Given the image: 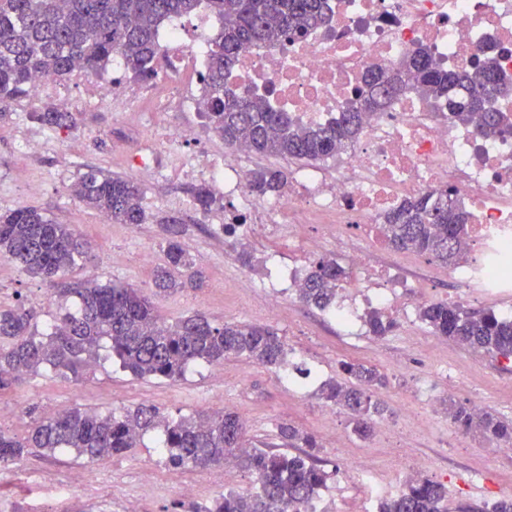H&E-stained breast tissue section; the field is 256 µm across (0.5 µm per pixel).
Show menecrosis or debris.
<instances>
[{
    "mask_svg": "<svg viewBox=\"0 0 512 512\" xmlns=\"http://www.w3.org/2000/svg\"><path fill=\"white\" fill-rule=\"evenodd\" d=\"M326 23L305 38L244 49L227 83L262 95L308 124L331 122L344 112L365 76L427 51L440 66L470 67L494 58L512 74V0H330ZM214 34L210 16L176 18L160 33L167 69L163 96L152 87H130L119 78L90 86L94 101L122 97L152 112L197 107L205 96L199 79ZM245 153L225 149L202 161L178 153L183 177H202L216 193L254 207L245 183ZM450 188L470 215L467 260L456 277L479 278L487 294L512 296V133L485 136L476 127L440 120L432 106L409 91L381 112L364 116L354 144L332 174L316 167L294 172L286 196L263 208L266 231L315 224L314 248L331 239L360 241L351 254L357 296L397 314L408 285L393 266H375L370 255L386 251L383 217L410 197Z\"/></svg>",
    "mask_w": 512,
    "mask_h": 512,
    "instance_id": "obj_1",
    "label": "necrosis or debris"
}]
</instances>
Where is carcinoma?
<instances>
[{
  "instance_id": "cac0c4a2",
  "label": "carcinoma",
  "mask_w": 512,
  "mask_h": 512,
  "mask_svg": "<svg viewBox=\"0 0 512 512\" xmlns=\"http://www.w3.org/2000/svg\"><path fill=\"white\" fill-rule=\"evenodd\" d=\"M201 7L220 23L200 75L207 92L203 117L228 147L298 162L333 158L356 138L362 113L384 109L404 89L429 100L451 122H477L485 136L512 130V112L495 106L504 88L492 79L495 65L488 59L476 60L470 72L448 70L422 52L397 70H375L350 108L322 126L303 125L289 113L272 109L264 98L241 95L226 86L243 47L304 38L326 21L328 0H0V109L29 96L37 75L58 79L76 66L98 73L112 65L115 54L134 78L157 77L163 58L159 27ZM36 118L51 129L76 125L72 113L56 107L45 108ZM288 178L282 169L259 168L250 173L248 187L259 197L279 196ZM189 192L203 214L224 208L205 184L194 185ZM72 195L114 224H146L151 219L142 206L138 185L126 175L89 169L72 186ZM156 223L165 225L166 262L154 271L152 284L155 293L167 294L179 286L175 273L191 266L182 244L185 218L166 215ZM381 231L388 246L453 267L464 259L469 213L450 189L443 188L391 209ZM85 254V243L75 229L38 208L21 206L0 212V258L21 264L33 276L51 281L76 266ZM346 277L336 260L322 258L304 278L299 298L330 310ZM57 293L59 313L42 329L31 310L0 309V394L44 366L80 380L97 359L104 340L109 341L121 369L136 377L173 382L197 361L219 364L231 356H244L275 367L287 361L285 341L266 325H216L201 314L167 323L140 289L111 282L63 285ZM419 319L437 336L512 360V318L435 301L420 308ZM367 325L373 336H385L396 327L393 319L378 311L369 314ZM341 368L346 378L324 383L319 395L347 410L353 431L365 438L371 432L372 417L385 411L376 398L383 376L359 361H346ZM448 414L463 430L475 429L488 439L512 445V420L490 411L476 417L453 404L448 405ZM157 427L163 428L161 447L171 469L232 462L255 474L254 490L228 491L205 512H309L329 477L315 438L294 425L279 426L278 435L285 447L300 452H272L245 446V422L235 411L169 420L151 405L120 416L80 406L40 416L23 440L0 433V467L19 463L31 448L49 452L70 448L89 462L119 456L136 447L142 433ZM445 500L443 484L418 476L407 481L399 495L382 500L378 512H445Z\"/></svg>"
}]
</instances>
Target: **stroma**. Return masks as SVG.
I'll list each match as a JSON object with an SVG mask.
<instances>
[{
    "label": "stroma",
    "instance_id": "35a3bbf8",
    "mask_svg": "<svg viewBox=\"0 0 512 512\" xmlns=\"http://www.w3.org/2000/svg\"><path fill=\"white\" fill-rule=\"evenodd\" d=\"M39 108V102L22 99L0 114V211L31 206L75 228L89 250L82 264L68 273L67 282L134 285L151 296L157 314L167 322L198 312L215 324H272L308 375L304 381L289 382L280 370L242 357L225 359L220 376L212 365L197 362L177 382L139 379L109 361L95 365L78 381L44 370L0 395L1 432L25 438L32 406L45 413L75 405L120 413L144 403L170 419L232 409L245 420L248 444L275 443L282 423L316 437L329 474L316 502L326 512H377L381 500L404 490L415 463L422 464L424 477L447 487V512H481L503 498L505 489L512 487V455L500 454L497 442L476 432L455 439L446 407L451 402L467 408L478 404L512 420L511 362L486 353L474 355L434 335L414 308L385 337L368 333V309H361V321L350 329L296 297L285 299L277 320H268L263 288L271 283L272 263H292L287 241L273 234L248 238L244 246L255 263L245 265L225 243L218 225L189 206L187 189L193 181L167 173L166 152L157 153L151 168H131L143 148L129 138L133 128L155 133L162 141L167 131L191 127L199 136L186 142V150L211 159L222 156L223 140L203 128L199 113L137 112L129 104L92 106L81 85L75 86L68 107L76 118L74 129L47 128L33 117ZM30 139L42 140L44 147L29 156L25 167H17L19 147ZM89 167L133 176L148 213L161 217L177 212L187 219L183 244L198 274L196 281L184 282L171 294L153 295V272L165 261L164 227L112 224L74 200L70 187ZM147 251L153 255L149 264L142 260ZM395 267L432 300L451 299L470 309L502 308V299L483 297L477 283L449 279L447 268L427 257L401 251ZM55 296L51 283L0 259L1 308L33 310L43 325L52 320ZM351 360L375 366L385 376L377 396L390 411L375 419L367 439L354 433L344 409L327 417L317 394L321 383L340 378L342 362ZM161 437V430L148 432L125 455L93 463L69 451L33 450L19 464L0 470V512H175L183 484L195 486L190 501L201 506L225 491L252 489L254 475L234 466L181 471L165 467L147 478L144 466L161 456ZM348 457L361 462L364 480L345 474ZM78 471L86 473V482L70 486L71 475Z\"/></svg>",
    "mask_w": 512,
    "mask_h": 512
}]
</instances>
